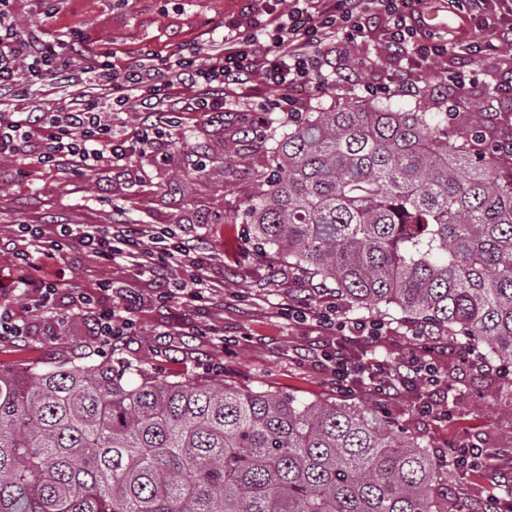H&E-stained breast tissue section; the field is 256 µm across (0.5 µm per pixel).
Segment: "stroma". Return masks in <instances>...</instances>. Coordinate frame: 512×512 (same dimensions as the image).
Instances as JSON below:
<instances>
[{
	"mask_svg": "<svg viewBox=\"0 0 512 512\" xmlns=\"http://www.w3.org/2000/svg\"><path fill=\"white\" fill-rule=\"evenodd\" d=\"M240 5V0H71L53 27L111 51L113 63L121 67L145 51L165 55L185 43L221 38L225 17L237 14ZM383 51L382 26L374 20L362 42L337 44L330 59L347 82L317 92L296 89L302 110H338L365 99L366 86L395 69L391 62L382 69L363 67V60ZM498 67L493 57L476 62L477 76L466 88L472 111L512 113V98L493 91ZM421 85L417 96L391 93L393 106L409 112L416 104L444 100L455 91L436 69L422 73ZM207 127L202 114L179 113L171 130L178 142L176 156L167 165L137 159L139 176L130 181L103 170L82 180L42 172L32 182L0 164V239L15 235L19 219L41 225L50 238L60 224L105 229L118 218L140 230L142 247L158 249L160 238L174 232L196 239L208 256L200 272L201 296L189 300L176 289L185 276L182 268H173L169 282L162 283L124 256L105 261L77 248L64 252L46 263V278L61 272L94 289L111 282L113 300L130 303L131 329L112 349L98 350L89 319L74 315L70 295L63 290L55 311L70 316L69 326L53 339L0 342V369L41 368L61 360L103 367L126 362L136 367L130 375L135 382L144 373L162 384L218 377L246 389H271L307 401L343 397L395 421L440 456L461 443L512 445V409L496 402L506 382L494 371H471L460 360L459 346L443 339L432 343L430 351L444 376L436 405L451 408V420L423 413L414 391L393 396L378 380L340 394L327 359L340 334L316 318L335 305L336 297L314 293L312 281L290 269L287 261L254 247L250 227L240 219L260 192L251 168L241 165L225 176L201 177L183 170ZM219 214L224 217L220 224L215 221ZM501 479L498 471L479 476L458 471L450 498L467 504L470 512H485L487 490Z\"/></svg>",
	"mask_w": 512,
	"mask_h": 512,
	"instance_id": "35a3bbf8",
	"label": "stroma"
}]
</instances>
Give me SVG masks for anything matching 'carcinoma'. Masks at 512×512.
I'll list each match as a JSON object with an SVG mask.
<instances>
[{"mask_svg":"<svg viewBox=\"0 0 512 512\" xmlns=\"http://www.w3.org/2000/svg\"><path fill=\"white\" fill-rule=\"evenodd\" d=\"M508 119L370 102L288 116L242 212L259 249L344 307H393L421 336L512 362ZM211 156L233 168L239 140ZM126 366L0 369V512H439L453 469L358 403Z\"/></svg>","mask_w":512,"mask_h":512,"instance_id":"cac0c4a2","label":"carcinoma"}]
</instances>
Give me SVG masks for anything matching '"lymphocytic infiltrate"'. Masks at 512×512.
<instances>
[{
  "label": "lymphocytic infiltrate",
  "instance_id": "f902f5d3",
  "mask_svg": "<svg viewBox=\"0 0 512 512\" xmlns=\"http://www.w3.org/2000/svg\"><path fill=\"white\" fill-rule=\"evenodd\" d=\"M425 0H292L288 12L270 6V0H242L237 16L225 20L226 32L217 49L194 43L179 46L167 55L149 53L124 67H116L109 53L90 50L83 42L40 30L21 29L15 16V0H0V160H10L17 170L39 164L47 170L74 178L111 169L125 171L133 157L152 156L161 149L159 128L153 117L160 112L186 108L204 116L232 111L231 93L252 88L254 80L279 89L268 99L267 112H294L293 92L301 86L322 88L328 51L336 41L351 44L365 35V20L378 11L386 20L384 41L400 67L396 83H379L367 89L371 97L391 93L393 87L416 92V77L439 60L455 64L446 77L464 86L472 81L474 63L486 56H502L512 45V0H464L467 20L489 30L482 44L458 45L422 25ZM499 83L512 95V56H502ZM194 87L186 105L170 95L174 83ZM52 84L65 95L49 107L31 103L33 86ZM82 85L80 96H68L73 85ZM136 103L146 117L135 140L117 136L114 123ZM16 240L22 272L16 288L27 297L24 307L11 299L0 300V340L40 333L57 336L62 323L53 310L58 283L39 275V262L80 248L109 260L128 255L139 266L165 277L171 266L189 268L180 290L199 296L198 275L206 257L193 239L174 237L162 251L142 249L123 224L101 230L93 224L58 225L54 238H45L40 225L18 221ZM76 310L92 317V334L99 344L111 345L131 326L128 305L98 307L93 292L77 289Z\"/></svg>",
  "mask_w": 512,
  "mask_h": 512
}]
</instances>
